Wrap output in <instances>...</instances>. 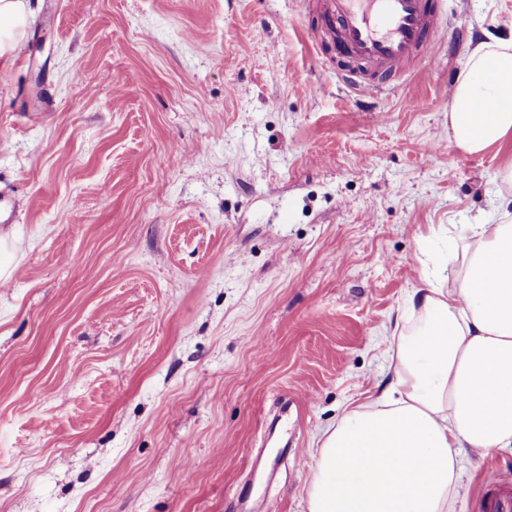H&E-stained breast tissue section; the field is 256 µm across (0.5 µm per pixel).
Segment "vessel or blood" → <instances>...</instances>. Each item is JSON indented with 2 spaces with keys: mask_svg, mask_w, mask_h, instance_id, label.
<instances>
[{
  "mask_svg": "<svg viewBox=\"0 0 512 512\" xmlns=\"http://www.w3.org/2000/svg\"><path fill=\"white\" fill-rule=\"evenodd\" d=\"M320 22L337 55L353 60L342 78L358 99L373 100L418 73L428 45L447 35L437 0H320ZM482 512H512V488L489 474Z\"/></svg>",
  "mask_w": 512,
  "mask_h": 512,
  "instance_id": "b4317fda",
  "label": "vessel or blood"
}]
</instances>
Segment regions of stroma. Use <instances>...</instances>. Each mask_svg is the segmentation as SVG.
I'll list each match as a JSON object with an SVG mask.
<instances>
[{
  "mask_svg": "<svg viewBox=\"0 0 512 512\" xmlns=\"http://www.w3.org/2000/svg\"><path fill=\"white\" fill-rule=\"evenodd\" d=\"M443 2L457 42L366 105L312 42L317 0H25L27 55H0V512H304L323 432L395 378L427 253L505 220L512 156L451 147L443 87L512 0ZM462 467L456 512L483 474L512 486L511 452Z\"/></svg>",
  "mask_w": 512,
  "mask_h": 512,
  "instance_id": "35a3bbf8",
  "label": "stroma"
}]
</instances>
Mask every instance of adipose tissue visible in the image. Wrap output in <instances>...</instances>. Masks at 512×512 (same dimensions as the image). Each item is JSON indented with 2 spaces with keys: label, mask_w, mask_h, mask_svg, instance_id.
<instances>
[{
  "label": "adipose tissue",
  "mask_w": 512,
  "mask_h": 512,
  "mask_svg": "<svg viewBox=\"0 0 512 512\" xmlns=\"http://www.w3.org/2000/svg\"><path fill=\"white\" fill-rule=\"evenodd\" d=\"M448 142L469 156L512 144V38L467 56ZM470 238L410 295L394 380L324 433L307 512H455L463 450L512 449V224H474Z\"/></svg>",
  "instance_id": "adipose-tissue-1"
}]
</instances>
